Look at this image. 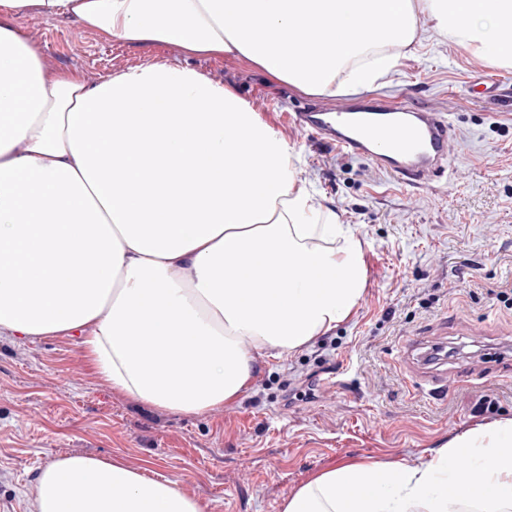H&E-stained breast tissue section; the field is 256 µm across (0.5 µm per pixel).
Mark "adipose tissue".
I'll return each instance as SVG.
<instances>
[{
	"label": "adipose tissue",
	"mask_w": 512,
	"mask_h": 512,
	"mask_svg": "<svg viewBox=\"0 0 512 512\" xmlns=\"http://www.w3.org/2000/svg\"><path fill=\"white\" fill-rule=\"evenodd\" d=\"M32 7L125 43L247 63L310 94L373 89L426 29L512 67V0H0V265L13 269L0 278V331L80 333L113 390L184 414L238 399L258 358L347 319L366 284L360 242L232 88L180 64L93 85L45 72L14 24ZM359 26L385 49L370 68ZM35 508L204 512L170 479L82 455L40 471ZM281 512H512V420L415 466L332 467Z\"/></svg>",
	"instance_id": "ef3b65f1"
}]
</instances>
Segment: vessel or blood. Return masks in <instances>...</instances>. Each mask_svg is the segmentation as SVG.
Segmentation results:
<instances>
[{"instance_id": "1", "label": "vessel or blood", "mask_w": 512, "mask_h": 512, "mask_svg": "<svg viewBox=\"0 0 512 512\" xmlns=\"http://www.w3.org/2000/svg\"><path fill=\"white\" fill-rule=\"evenodd\" d=\"M284 119L412 187L426 186L445 171L454 135L444 113L394 107L377 98L346 100L334 112L288 113Z\"/></svg>"}]
</instances>
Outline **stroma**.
Segmentation results:
<instances>
[{
  "mask_svg": "<svg viewBox=\"0 0 512 512\" xmlns=\"http://www.w3.org/2000/svg\"><path fill=\"white\" fill-rule=\"evenodd\" d=\"M48 70L88 84L157 62L233 87L301 159V177L364 252L352 312L313 344L259 360L239 400L203 415L114 391L79 336L0 333V512H34V482L62 455L123 459L158 472L205 512H281L311 477L372 458L415 465L464 431L512 418V68L432 38L414 46L373 96L445 113L447 170L414 188L368 161L287 126L283 115L332 103L259 69L175 46L132 45L31 9L17 20ZM447 327L435 367L404 350ZM339 385L323 387L328 377Z\"/></svg>",
  "mask_w": 512,
  "mask_h": 512,
  "instance_id": "obj_1",
  "label": "stroma"
}]
</instances>
